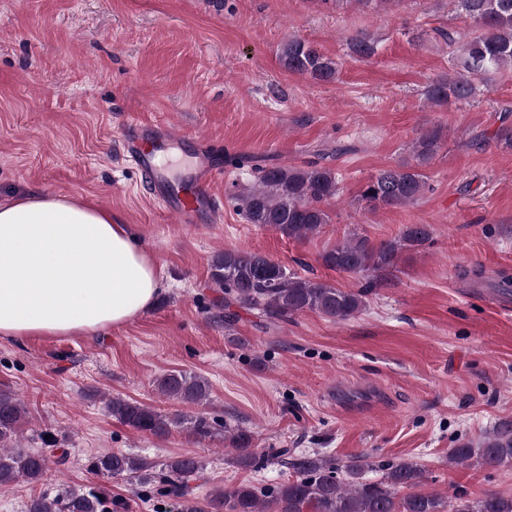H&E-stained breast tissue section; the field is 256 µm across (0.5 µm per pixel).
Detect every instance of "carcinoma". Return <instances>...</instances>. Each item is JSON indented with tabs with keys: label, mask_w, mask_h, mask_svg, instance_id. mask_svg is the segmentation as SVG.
<instances>
[{
	"label": "carcinoma",
	"mask_w": 512,
	"mask_h": 512,
	"mask_svg": "<svg viewBox=\"0 0 512 512\" xmlns=\"http://www.w3.org/2000/svg\"><path fill=\"white\" fill-rule=\"evenodd\" d=\"M454 8L478 25L481 33L461 39L456 32L442 31L448 44L458 45L457 63L448 77L431 83L428 98L437 105L464 104L484 85L487 75L512 67V0H450ZM350 52L369 59L377 52V41L360 33L349 41ZM280 60L292 73L318 81H331L338 71L336 61L324 56L310 43L292 37L283 45ZM440 132L432 129L420 136L410 150L411 160L385 168L363 184L360 200L372 209H389L412 204L429 189L422 172L436 155ZM259 185L238 196L240 209L250 224L272 228L297 240L318 234L329 223L327 207L339 194L336 173L329 167L309 163L301 167L276 166L258 169ZM432 240L426 224H410L400 235L374 243L356 234L326 248L320 259L327 268L366 280L357 290L302 277L267 256L247 250L228 249L215 254L210 263V280L224 292V313L218 319L229 329L237 319L230 307L237 304L274 321L304 312H315L334 322L354 318L366 306V296L380 277L397 267L399 256L417 250ZM160 395L188 405L205 407L211 385L200 375L169 371L156 379ZM108 409L117 421L136 431L165 437L181 429L198 441L211 438L218 422L207 413L164 414L138 401L114 396ZM27 409L12 392L0 390V485L24 479L42 480L48 457L17 443ZM224 437L236 450L233 463L242 469L258 470L265 456L252 448L253 435L236 426L224 428ZM279 462L292 471L291 479L278 484L240 483L200 500L190 482L206 466L189 455L168 458L156 469L145 458L107 451L88 460V469L106 478L123 477L149 486L161 498H175L180 512H512V495L495 492L472 499L465 494L424 493L418 487L426 480L422 466L412 462L387 465L382 477L371 481L365 472L373 467L368 453L345 462L318 452L296 454L286 448L276 452ZM448 463L469 468L497 470L512 465V419H501L478 443L458 441L450 449ZM122 503L102 485L73 489L61 487L53 494H33L25 512H117Z\"/></svg>",
	"instance_id": "obj_1"
}]
</instances>
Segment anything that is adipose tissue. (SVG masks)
Masks as SVG:
<instances>
[{
    "mask_svg": "<svg viewBox=\"0 0 512 512\" xmlns=\"http://www.w3.org/2000/svg\"><path fill=\"white\" fill-rule=\"evenodd\" d=\"M161 290L128 225L82 199H0V337L86 336L124 325Z\"/></svg>",
    "mask_w": 512,
    "mask_h": 512,
    "instance_id": "1",
    "label": "adipose tissue"
}]
</instances>
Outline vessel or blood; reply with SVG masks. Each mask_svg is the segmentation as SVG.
<instances>
[{"instance_id":"vessel-or-blood-1","label":"vessel or blood","mask_w":512,"mask_h":512,"mask_svg":"<svg viewBox=\"0 0 512 512\" xmlns=\"http://www.w3.org/2000/svg\"><path fill=\"white\" fill-rule=\"evenodd\" d=\"M186 133L166 125H155L130 119L122 135L124 148L144 178L154 199L175 215L182 224H192L196 216L214 204L213 188L224 176L221 162L200 154L188 183L171 181L156 157L159 148L185 141Z\"/></svg>"}]
</instances>
